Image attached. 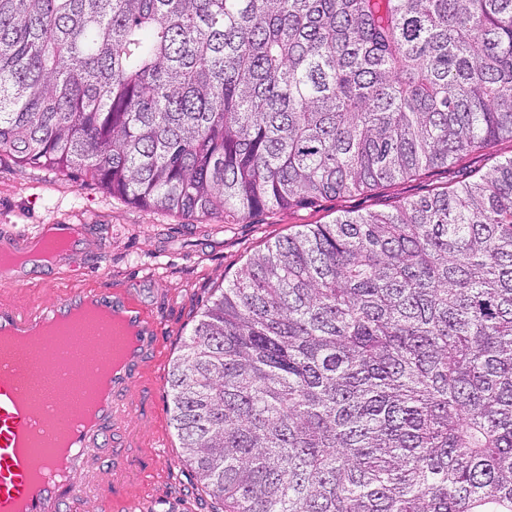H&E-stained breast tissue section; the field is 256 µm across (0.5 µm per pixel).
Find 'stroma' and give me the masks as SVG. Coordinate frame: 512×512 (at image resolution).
Listing matches in <instances>:
<instances>
[{
	"label": "stroma",
	"instance_id": "35a3bbf8",
	"mask_svg": "<svg viewBox=\"0 0 512 512\" xmlns=\"http://www.w3.org/2000/svg\"><path fill=\"white\" fill-rule=\"evenodd\" d=\"M512 157V141L468 156L462 163L370 190L328 197L315 206L277 209L237 224L206 217L183 218L112 197L97 182L22 168L0 158V233L34 230L39 224H83L84 246L75 258L76 274L60 272L51 283L28 278L0 284V305L47 303L73 288L101 292L119 289L142 305L163 338L156 362L144 381L155 422L138 448V474L129 489L141 498L142 512H216L217 500L182 459L180 442L169 423V375L196 316L217 288L267 243L299 224H324L345 213L388 211L487 171Z\"/></svg>",
	"mask_w": 512,
	"mask_h": 512
}]
</instances>
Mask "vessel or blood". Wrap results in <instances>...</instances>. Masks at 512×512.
I'll use <instances>...</instances> for the list:
<instances>
[{"mask_svg": "<svg viewBox=\"0 0 512 512\" xmlns=\"http://www.w3.org/2000/svg\"><path fill=\"white\" fill-rule=\"evenodd\" d=\"M85 230L82 224H45L33 236L1 237L0 249L23 251L33 237L48 235L69 239L76 248ZM87 306L119 316L133 329L134 337L92 413H85L76 402L68 419L62 420L53 398L36 393L26 358L9 342ZM159 347L157 325L120 290L102 293L75 288L50 303L0 307V512H72L82 484L92 493L112 488L122 495V512H137L136 498L124 495L120 479L136 465L132 450L138 445L134 422L140 415L142 379ZM45 369L59 384L74 367L50 348ZM112 436L119 438L120 445L113 449L110 465L92 463L89 448L102 447Z\"/></svg>", "mask_w": 512, "mask_h": 512, "instance_id": "vessel-or-blood-1", "label": "vessel or blood"}]
</instances>
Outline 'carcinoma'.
<instances>
[{
  "label": "carcinoma",
  "instance_id": "carcinoma-1",
  "mask_svg": "<svg viewBox=\"0 0 512 512\" xmlns=\"http://www.w3.org/2000/svg\"><path fill=\"white\" fill-rule=\"evenodd\" d=\"M512 139V0H0V156L226 224ZM224 512H512V157L247 259L170 371Z\"/></svg>",
  "mask_w": 512,
  "mask_h": 512
}]
</instances>
